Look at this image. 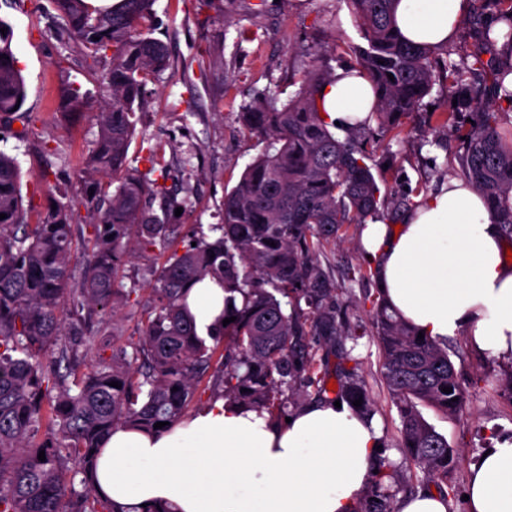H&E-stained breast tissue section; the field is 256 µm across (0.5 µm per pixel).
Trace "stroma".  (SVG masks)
<instances>
[{
    "instance_id": "stroma-1",
    "label": "stroma",
    "mask_w": 512,
    "mask_h": 512,
    "mask_svg": "<svg viewBox=\"0 0 512 512\" xmlns=\"http://www.w3.org/2000/svg\"><path fill=\"white\" fill-rule=\"evenodd\" d=\"M154 12L153 35L166 44L171 69L147 87L128 166L156 179L140 143L161 144L169 170L166 185L184 204L177 223L217 224L225 193L268 146L266 140L245 133L239 119L243 108L271 92L283 102L292 97L311 53H323L334 71L353 65V49L363 38L348 0H156ZM56 17L53 0H0V20L10 26L26 82L23 109L32 117L26 131L9 134L0 149L17 157L23 188L34 189L38 175L45 172L57 186V198L65 202L79 198L84 189L82 161L97 136L93 115L104 100L102 77L108 65L90 64L75 44L50 37ZM476 41L470 21H463L458 39L437 51V79L416 115L393 132L375 122L361 132L360 140L370 152L368 164L387 198L401 197L408 189L428 192L446 177L458 176L455 138L432 132L428 115L451 111L454 96L443 73L448 64L461 62ZM67 84L88 94L83 115L69 121L59 112ZM360 230L357 224L344 225L319 251L320 264L335 286L340 334L316 358L326 381L351 373L364 382L371 417L382 435L380 461L392 474L399 502L425 488L426 478L400 446L398 411L382 379L371 327L378 288ZM169 254L158 246L138 252L125 264L120 281L124 287L139 288L140 302L125 307L113 323L104 324V331H116L122 343L137 342L154 276ZM448 354L469 385L464 413L451 417L429 406L421 413L459 451L460 462L448 477L455 490L450 512H464L462 495L470 466L494 438L512 436V402L501 393L502 379L512 368L477 355L462 336L449 339Z\"/></svg>"
}]
</instances>
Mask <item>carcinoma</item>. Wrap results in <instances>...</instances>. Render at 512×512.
<instances>
[{
	"mask_svg": "<svg viewBox=\"0 0 512 512\" xmlns=\"http://www.w3.org/2000/svg\"><path fill=\"white\" fill-rule=\"evenodd\" d=\"M154 2L95 7L89 0H54L60 19L54 35L76 41L94 65L110 59L103 76L108 100L84 158L87 181L79 200L91 223H73L74 203L56 197L46 172L37 178L41 206L24 202L20 165L0 150V214L6 215L0 220V512H126L93 489L94 451L115 427L161 433L167 427L154 424L185 419L221 343L226 400L272 416L288 414L293 397L314 383L317 350L309 337L329 341L338 334L332 284L317 252L341 225L363 224L381 206L364 144L351 135L339 139L321 117L317 99L330 76L323 55L315 53L286 103L264 100L240 113L243 129L269 140L271 150L249 163L224 195L222 223L210 226L214 235L199 226L182 253L168 256L150 288L139 340L127 347L95 330L99 318L116 316L137 294L118 281L136 250L169 247L181 234L182 225L170 223L174 204L166 188L127 168L145 88L169 69L165 44L152 37ZM349 2L366 41L357 68L373 85L378 124L392 131L431 93L435 51L399 38L397 0ZM485 16L477 6L472 25L481 44L471 57L491 81L464 89L462 104L470 112L462 121L439 114L434 128H454L461 176L495 210L512 241V130L502 131L495 104L486 100L505 98L512 109V89L504 84L512 65L482 59L499 40L512 46V23L494 31ZM25 97L10 35L0 34V123L30 120L15 109ZM87 103L81 88L64 91L65 112ZM77 258L84 277L75 288L70 267ZM207 277L229 294L225 302L237 293L242 305L224 312L235 321L201 336L184 298ZM372 327L398 408L401 447L444 494L459 454L418 404L456 415L468 391L448 345L419 339L383 299ZM338 395L362 399L360 409L369 415L371 400L360 382L340 384ZM390 478L382 469L372 477L361 512H394Z\"/></svg>",
	"mask_w": 512,
	"mask_h": 512,
	"instance_id": "1",
	"label": "carcinoma"
}]
</instances>
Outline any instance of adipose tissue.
Segmentation results:
<instances>
[{
  "instance_id": "adipose-tissue-1",
  "label": "adipose tissue",
  "mask_w": 512,
  "mask_h": 512,
  "mask_svg": "<svg viewBox=\"0 0 512 512\" xmlns=\"http://www.w3.org/2000/svg\"><path fill=\"white\" fill-rule=\"evenodd\" d=\"M469 0H398L396 28L417 45L445 47L459 36ZM370 80L341 69L318 107L349 129L375 109ZM362 244L386 302L437 340L465 335L471 348L512 362V264L498 218L465 180L421 194L400 227L366 224ZM225 293L203 280L187 294L198 328L217 327ZM381 434L349 401L301 407L288 423L213 400L161 433L117 427L96 467V493L141 512H354L378 465ZM466 512H512V437L496 439L469 473Z\"/></svg>"
}]
</instances>
